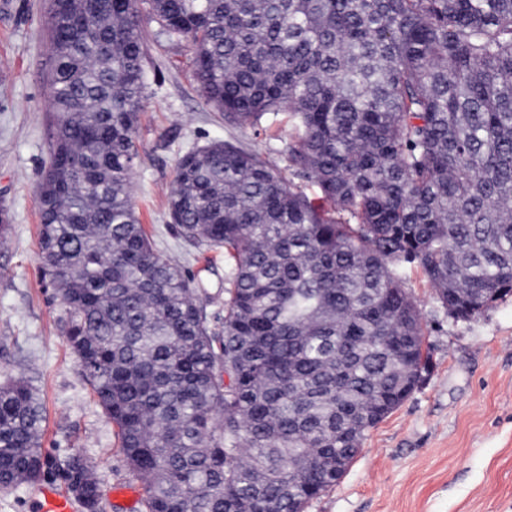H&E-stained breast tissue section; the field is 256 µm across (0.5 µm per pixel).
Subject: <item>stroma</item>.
<instances>
[{"label": "stroma", "mask_w": 512, "mask_h": 512, "mask_svg": "<svg viewBox=\"0 0 512 512\" xmlns=\"http://www.w3.org/2000/svg\"><path fill=\"white\" fill-rule=\"evenodd\" d=\"M47 0H0V383L28 382L45 410L43 447L57 458L81 451L95 463L102 512H118L116 485L134 476L111 422L95 403L64 335V312L40 275L35 187L48 154ZM147 88L132 174L136 212L158 248L206 290L209 313L224 308V255L200 252L167 217L177 158L213 140L276 153L282 175L311 198L318 189L278 151L288 123L237 128L199 91L184 40L160 36L140 13ZM423 324L431 366L411 396L367 432L340 482L305 512H512V296L467 320L447 316L421 270L403 268Z\"/></svg>", "instance_id": "stroma-1"}]
</instances>
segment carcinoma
<instances>
[{
    "label": "carcinoma",
    "instance_id": "carcinoma-1",
    "mask_svg": "<svg viewBox=\"0 0 512 512\" xmlns=\"http://www.w3.org/2000/svg\"><path fill=\"white\" fill-rule=\"evenodd\" d=\"M238 128L288 113L280 153L327 206L230 141L179 157L168 217L222 249L224 316L139 223L137 0H49L42 274L145 512H303L427 369L414 264L449 316L512 295V0H149ZM0 386V474L99 491Z\"/></svg>",
    "mask_w": 512,
    "mask_h": 512
}]
</instances>
